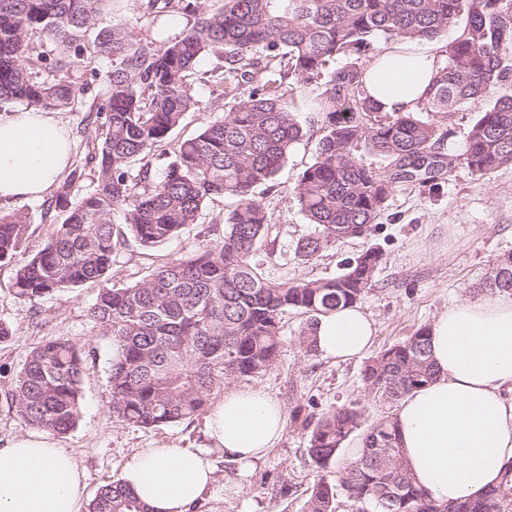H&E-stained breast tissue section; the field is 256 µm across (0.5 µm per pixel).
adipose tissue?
<instances>
[{
	"label": "adipose tissue",
	"instance_id": "obj_1",
	"mask_svg": "<svg viewBox=\"0 0 512 512\" xmlns=\"http://www.w3.org/2000/svg\"><path fill=\"white\" fill-rule=\"evenodd\" d=\"M433 46H385L366 71L384 111L404 112L436 69ZM71 141L58 113L22 108L0 114V203L36 199L62 180ZM322 357L364 354L375 327L360 307L319 318ZM436 375L399 402L404 461L432 499L449 503L496 484L512 462V295L485 292L459 300L429 326ZM280 404L260 388L235 389L204 418L199 448H148L124 466L123 484L150 512H191L215 482L213 454L241 473L281 439ZM83 474L73 456L42 434L0 446V512H80Z\"/></svg>",
	"mask_w": 512,
	"mask_h": 512
}]
</instances>
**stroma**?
Masks as SVG:
<instances>
[{
	"label": "stroma",
	"instance_id": "35a3bbf8",
	"mask_svg": "<svg viewBox=\"0 0 512 512\" xmlns=\"http://www.w3.org/2000/svg\"><path fill=\"white\" fill-rule=\"evenodd\" d=\"M192 22V17L181 16L175 25L160 29L138 0H131L127 10L97 21L87 36L95 38L99 29L119 24L137 39L156 36L160 31L173 37ZM213 65L212 57H204L190 73L188 82L198 104L171 134L170 145L197 135L231 108V101L218 98L206 81L205 73ZM107 69V63L97 60L81 61L74 68L75 73L88 74L90 81L79 108L62 113L73 143V165H80L93 149L82 129L85 116L104 103ZM319 87V81L313 80L295 92L305 135L278 173L274 191L262 199L268 230L253 261L266 276L281 282L295 277L323 279L340 274L345 259L372 247L379 249L381 264L371 288L359 302L375 322L377 335L372 350L377 353L429 326L454 300L480 294L487 273L504 253L512 251V166L487 177L471 174L464 153L475 115L473 108L450 117L437 115V125L446 132L440 151L450 165L435 185L396 184L379 224L368 236L328 246L317 260L301 263L295 256L296 245L313 233L314 227L299 209L295 186L312 162L322 136L320 124L309 109ZM233 207L229 198L209 202L200 223L156 248L143 247L130 236L121 238L113 255L111 285L119 287L141 279L163 262L184 257L223 236L222 221ZM0 212L28 214L30 224L22 248L26 255L43 248L53 225L64 218L60 210L44 211L38 199L1 206ZM13 276V265H0V321L9 323L12 329L11 336L0 342L1 441L32 434V427L8 406L5 395L31 350L56 336L92 351L82 376L78 421L68 433L52 437L56 447L77 461L84 478V501H91L101 486L119 481L125 463L143 449L185 448L202 443L203 419L199 416L148 429L113 419L108 384L112 344L95 334L89 315L96 287L83 286L66 297L47 298L33 305L16 297ZM303 323L302 315L288 312L283 318L276 363L260 376L228 380L223 390L214 394L212 402L217 405L226 391L263 388L280 403L286 426L282 438L247 476H239L235 464L217 460L218 482L195 512H304L309 493L323 476L307 452L309 424L323 413L352 402L364 406L370 421L390 411V404L372 399L364 385L365 358L334 361L304 354L298 343Z\"/></svg>",
	"mask_w": 512,
	"mask_h": 512
}]
</instances>
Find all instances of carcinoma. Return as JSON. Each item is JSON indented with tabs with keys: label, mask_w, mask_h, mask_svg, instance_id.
<instances>
[{
	"label": "carcinoma",
	"mask_w": 512,
	"mask_h": 512,
	"mask_svg": "<svg viewBox=\"0 0 512 512\" xmlns=\"http://www.w3.org/2000/svg\"><path fill=\"white\" fill-rule=\"evenodd\" d=\"M118 0H0V110L13 103L72 110L87 83L70 69L89 54L111 65L102 107L104 136L85 157L94 174L74 190L71 171L47 208L66 212L42 249L16 257L29 217L0 214V262L15 263L14 293L35 305L90 284L98 287L90 318L112 341L109 409L118 421L159 427L206 412L228 379H248L276 361L284 315L305 317L299 344L317 353L318 318L358 303L381 261L370 248L325 280L279 282L252 258L267 230L256 189L271 192L276 175L303 137L294 87L323 78L314 99L323 135L296 186L300 211L314 233L297 243L309 263L324 248L363 237L385 211L395 184L430 183L441 166L436 147L446 133L437 114L462 110L493 91L497 97L471 124L464 160L474 175L512 166V0H147L156 18L192 13L196 21L172 38L134 41L122 27L85 33ZM456 30L447 39L448 30ZM52 41L59 51L44 49ZM438 43L436 73L406 112L383 114L366 88L379 42ZM219 59L207 82L236 106L172 152L161 175L151 157L166 153L171 133L198 104L187 74L204 56ZM388 161L373 168L359 149ZM231 198L224 235L121 287L107 285L119 237L156 247L199 223L215 198ZM123 214L125 230L112 221ZM485 286L512 292V252L488 273ZM88 351L50 337L27 356L9 393L28 425L57 434L74 428ZM435 375L428 328L418 329L364 365L370 396L399 402ZM360 439L357 457L332 480L322 479L306 512H336L344 494L355 512H512V462L489 490L438 503L415 485L394 415L366 423L363 408L343 406L312 427L308 454L327 469L344 446ZM89 512H149L121 483L102 486Z\"/></svg>",
	"instance_id": "cac0c4a2"
}]
</instances>
